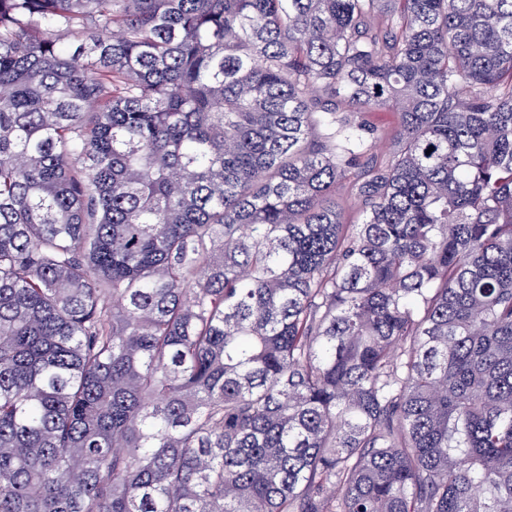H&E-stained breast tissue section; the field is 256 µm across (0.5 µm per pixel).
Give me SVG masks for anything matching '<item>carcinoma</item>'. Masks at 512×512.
<instances>
[{"label":"carcinoma","instance_id":"cac0c4a2","mask_svg":"<svg viewBox=\"0 0 512 512\" xmlns=\"http://www.w3.org/2000/svg\"><path fill=\"white\" fill-rule=\"evenodd\" d=\"M0 512H512V0H0ZM371 121L378 128V135L369 152V160L381 164L392 153L394 146V131L398 123L395 112H374ZM336 211L343 224L361 223V203L354 194H352L351 186L348 181L336 187Z\"/></svg>","mask_w":512,"mask_h":512}]
</instances>
